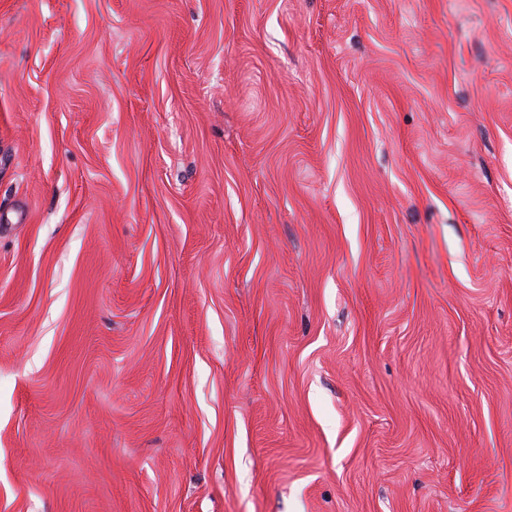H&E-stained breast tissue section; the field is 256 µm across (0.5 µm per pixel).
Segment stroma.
<instances>
[{
    "label": "stroma",
    "instance_id": "stroma-1",
    "mask_svg": "<svg viewBox=\"0 0 512 512\" xmlns=\"http://www.w3.org/2000/svg\"><path fill=\"white\" fill-rule=\"evenodd\" d=\"M0 512H512V0H0Z\"/></svg>",
    "mask_w": 512,
    "mask_h": 512
}]
</instances>
